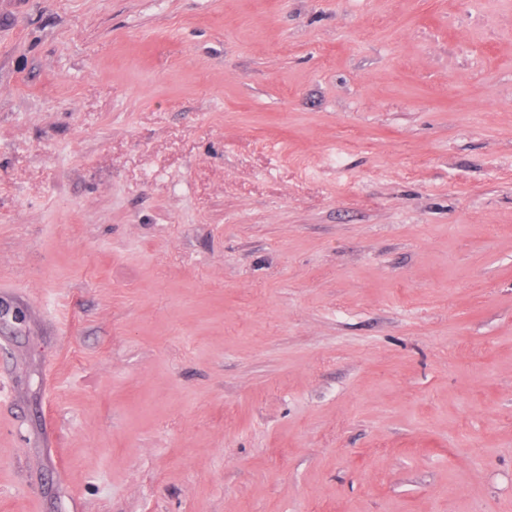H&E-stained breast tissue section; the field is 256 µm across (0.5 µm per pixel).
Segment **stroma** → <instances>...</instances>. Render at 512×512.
I'll return each instance as SVG.
<instances>
[{"label": "stroma", "mask_w": 512, "mask_h": 512, "mask_svg": "<svg viewBox=\"0 0 512 512\" xmlns=\"http://www.w3.org/2000/svg\"><path fill=\"white\" fill-rule=\"evenodd\" d=\"M0 512H512V0H0Z\"/></svg>", "instance_id": "1"}]
</instances>
